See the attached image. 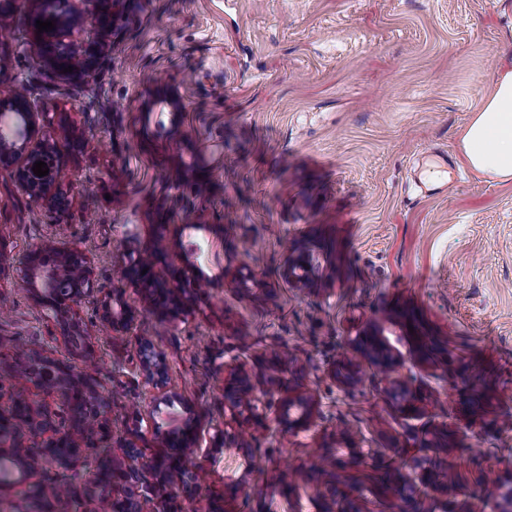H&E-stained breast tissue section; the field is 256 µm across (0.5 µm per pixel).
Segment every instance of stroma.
I'll use <instances>...</instances> for the list:
<instances>
[{
  "label": "stroma",
  "instance_id": "stroma-1",
  "mask_svg": "<svg viewBox=\"0 0 512 512\" xmlns=\"http://www.w3.org/2000/svg\"><path fill=\"white\" fill-rule=\"evenodd\" d=\"M0 34V98L28 85L47 101L44 135L65 143L55 212L0 174V249L24 254L54 226L93 259L110 289L126 251L151 247L161 265L201 245L210 287L188 294L166 320L125 290L139 314L133 332L100 325L77 307L100 348L78 363L115 395L111 465L122 445L155 456L177 421L155 401L190 405L204 457L190 462L197 491L184 512H325L335 482L360 512H397V491L372 476L387 462L408 481L405 453L449 432L454 446L426 458L452 469L448 492L423 512H499L485 485H512V183L473 173L460 139L512 58V0H125L111 49L83 80H31L28 0H10ZM443 165L448 187L425 191ZM310 254L306 282L285 278ZM19 267L0 270V336L45 354L70 343L56 315L18 288ZM445 355L423 354L395 311ZM377 329L395 360L375 365L357 338ZM162 353L164 390L139 375V341ZM290 395L308 397L314 420L290 431L249 424L245 456L224 445V380L235 366L269 374L275 353ZM0 355V395L24 391L59 408L58 394L19 379ZM332 456V474L314 470ZM252 493H231L240 476Z\"/></svg>",
  "mask_w": 512,
  "mask_h": 512
}]
</instances>
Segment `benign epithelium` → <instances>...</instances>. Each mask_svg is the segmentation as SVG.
<instances>
[{"instance_id": "obj_1", "label": "benign epithelium", "mask_w": 512, "mask_h": 512, "mask_svg": "<svg viewBox=\"0 0 512 512\" xmlns=\"http://www.w3.org/2000/svg\"><path fill=\"white\" fill-rule=\"evenodd\" d=\"M87 0H30V28L37 32L36 21H51L54 28L36 36L35 61L38 73L64 81L85 76L95 70L108 54L111 44L108 41L112 31V19L121 0H93L95 10L88 12L84 8ZM92 25L99 31V37L88 42L71 39L86 25ZM72 67L66 72L64 68ZM50 123L48 105L32 99L25 92L13 90L7 98H0V161L14 163L16 168L10 171L16 189L26 195L33 203L50 201L56 210L64 212L69 206L66 194L52 191L59 181L61 168L59 159L63 146L54 139L40 138V130ZM43 161L49 169L47 175L38 177L33 172L35 162ZM19 263L24 270L21 285L31 288L42 306L60 314L71 312L74 308L89 304L100 313L102 324L114 331L129 332L136 323L137 308L122 299L123 288L112 290L105 296H98L93 266L88 258L54 234L19 259L1 252L0 269L13 263ZM156 265V256L148 249H139L127 256L123 269V279L134 288L143 292L148 304H155L150 286L171 289L175 301L182 302L181 294L186 291L182 285L185 269L170 266L171 275L180 284L179 288H170L167 279L151 271ZM362 347L377 363L392 364V357L377 338L370 332L362 339ZM48 375L39 378L42 386L48 390H58L62 395V404L73 403L78 387L67 383L66 377L74 371L72 364L63 358L45 357L41 361ZM138 366L145 383L155 389L166 385L167 368L161 353L149 344L138 347ZM91 402L95 406L96 429L87 428L84 416H73L72 426H61L50 416H43V409L27 406L25 414L17 412L15 401L0 400V458H19L21 439L28 435L37 447L34 456L45 465L56 463L61 467L78 468L82 471L89 487L101 491L100 472L103 455L112 447V426L107 418L111 406V395L102 386L91 388ZM277 407L276 420L288 427H306L310 425L314 414V405L306 397L288 396V386L274 379L259 386L252 382L249 374L242 368L233 372L224 381V411L230 412L232 420L245 415L247 420L262 423L267 411ZM184 425L176 439L183 441L199 451L198 422L189 407ZM99 449L94 461H89L84 448ZM155 483L145 488L158 501L163 512L170 510V503L188 481L187 458L178 448L156 456L152 462ZM112 486H120L124 497L135 505L142 490L139 486L138 471L112 470Z\"/></svg>"}]
</instances>
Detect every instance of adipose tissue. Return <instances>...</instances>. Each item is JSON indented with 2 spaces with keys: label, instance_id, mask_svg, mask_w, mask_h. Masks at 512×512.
<instances>
[{
  "label": "adipose tissue",
  "instance_id": "obj_1",
  "mask_svg": "<svg viewBox=\"0 0 512 512\" xmlns=\"http://www.w3.org/2000/svg\"><path fill=\"white\" fill-rule=\"evenodd\" d=\"M462 152L477 173L512 181V70L503 72L462 137Z\"/></svg>",
  "mask_w": 512,
  "mask_h": 512
}]
</instances>
